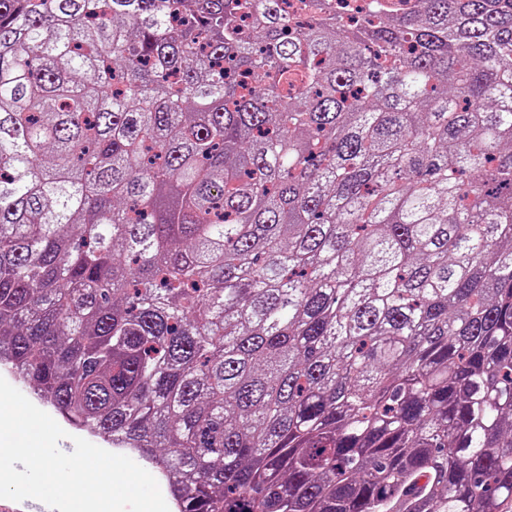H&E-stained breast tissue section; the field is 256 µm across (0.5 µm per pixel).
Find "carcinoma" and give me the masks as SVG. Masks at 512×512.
Segmentation results:
<instances>
[{"mask_svg": "<svg viewBox=\"0 0 512 512\" xmlns=\"http://www.w3.org/2000/svg\"><path fill=\"white\" fill-rule=\"evenodd\" d=\"M98 2L0 0V367L174 512H512V0Z\"/></svg>", "mask_w": 512, "mask_h": 512, "instance_id": "carcinoma-1", "label": "carcinoma"}]
</instances>
